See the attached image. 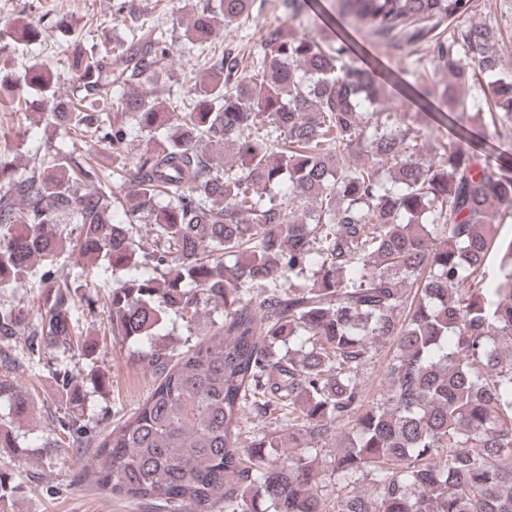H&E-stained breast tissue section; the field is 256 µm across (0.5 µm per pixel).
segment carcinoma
<instances>
[{
  "instance_id": "1",
  "label": "carcinoma",
  "mask_w": 512,
  "mask_h": 512,
  "mask_svg": "<svg viewBox=\"0 0 512 512\" xmlns=\"http://www.w3.org/2000/svg\"><path fill=\"white\" fill-rule=\"evenodd\" d=\"M341 2L373 33L417 46L414 68L448 74L438 96L452 111L486 110L512 131V73L498 30L470 22L471 0ZM263 9L184 0L183 37L206 50L187 107L144 87L172 42L123 0L129 37L76 43L70 95L43 64L0 61V106L81 144L50 145L22 172L0 148V286L21 287L39 260L42 288L32 322L23 298L0 302V341L25 328L32 355H92L72 312L75 290L94 287L90 267L123 273L106 302L123 341L157 338L171 314L194 325L203 299L223 308L209 339L143 357L156 386L97 440L89 473L114 497L167 512H512V239L499 238L496 211L512 204V179L459 143L429 146L341 44L266 23L248 68L238 47L212 45ZM444 21L448 35L432 33ZM10 32L48 37L23 18ZM130 118L152 137L133 166L108 171L96 154L124 153ZM285 184L293 198L279 201ZM62 224L78 230L71 249ZM67 249L75 278L58 267ZM381 343L394 350L367 402L360 375ZM16 364L0 347L1 448L16 447L30 413ZM56 375L70 408L61 428L77 444L83 387L63 364ZM250 410L275 428H248ZM332 436L334 496L312 454Z\"/></svg>"
}]
</instances>
